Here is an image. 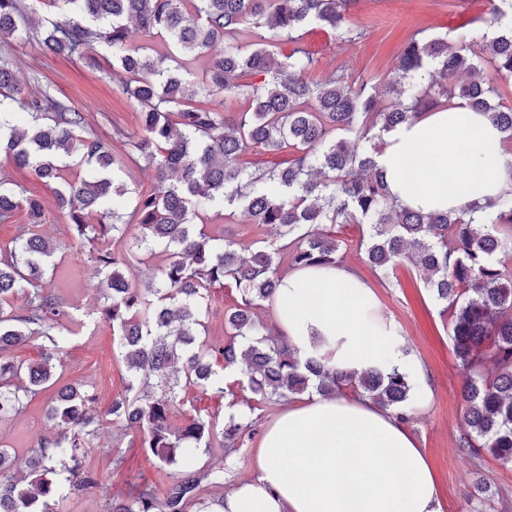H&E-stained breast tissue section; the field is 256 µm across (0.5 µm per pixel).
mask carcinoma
<instances>
[{"mask_svg": "<svg viewBox=\"0 0 512 512\" xmlns=\"http://www.w3.org/2000/svg\"><path fill=\"white\" fill-rule=\"evenodd\" d=\"M46 2L57 17H37L36 5ZM349 6L350 0H0L1 41H32L91 65L96 47L106 50L124 74L120 90L137 107L138 123L126 135L133 152L124 159L69 102L47 90L25 94L0 57V153L58 185L73 241L106 242L90 253L105 272L98 319L112 327L125 366L124 394L103 415L95 389L63 380L67 337L60 326L72 314L46 286L54 247L38 231L43 204L15 192L1 175L0 223L23 212L27 224L0 248V422L47 391L55 432L40 436L24 458L0 448V512H58L70 496L108 491L106 476L86 464L103 417L118 441L131 428L144 431L146 454L170 480L162 494L143 484L126 499L110 497L105 512L205 505L203 481L219 484L223 472L197 465L191 452L206 455L217 439L237 448L253 434L255 407L177 426L176 388L234 396L225 371L237 366L256 401L349 391L407 420L409 372L356 373L303 361L283 342H269L272 329L258 316L274 303L282 252L294 270L340 262L334 224L368 226L358 246L373 267L387 272L406 264L419 272L450 316L453 352L466 373L460 446L512 464V198L488 203L490 217L480 224L463 214L403 208L390 199L374 161L384 134L458 100L512 142V107L492 102L496 83L512 80V25L479 40L413 39L398 57V78L374 90L334 77L313 80L309 52L277 51L283 34L303 26L353 31ZM250 26L268 30L253 48L243 40ZM226 93L242 96L246 111H224ZM201 95L209 105L196 104ZM348 134L363 146L352 145ZM258 146L289 148L294 159L248 173L239 158ZM136 156L152 168L155 185L127 202L126 159ZM231 206L254 224L276 227L279 241L247 251L209 231L210 216ZM127 237L148 258H161L140 287L123 273L130 255L108 245ZM215 284L239 297L224 313L222 344L210 341L206 325ZM33 339L46 342L40 359L14 360L11 351ZM154 387L159 394L148 393ZM10 470L25 477L13 480L5 475Z\"/></svg>", "mask_w": 512, "mask_h": 512, "instance_id": "obj_1", "label": "carcinoma"}]
</instances>
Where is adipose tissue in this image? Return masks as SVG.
Here are the masks:
<instances>
[{
    "instance_id": "1",
    "label": "adipose tissue",
    "mask_w": 512,
    "mask_h": 512,
    "mask_svg": "<svg viewBox=\"0 0 512 512\" xmlns=\"http://www.w3.org/2000/svg\"><path fill=\"white\" fill-rule=\"evenodd\" d=\"M500 130L464 103L385 134L375 161L398 204L459 212L512 194V166L469 148ZM276 332L301 358L361 372L411 367L375 292L346 266L282 277ZM291 466H284V459ZM204 512H442L436 476L393 411L368 399L312 396L266 424L253 478L207 501Z\"/></svg>"
}]
</instances>
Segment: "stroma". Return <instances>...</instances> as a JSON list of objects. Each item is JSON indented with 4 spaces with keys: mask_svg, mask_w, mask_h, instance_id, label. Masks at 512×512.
Returning <instances> with one entry per match:
<instances>
[{
    "mask_svg": "<svg viewBox=\"0 0 512 512\" xmlns=\"http://www.w3.org/2000/svg\"><path fill=\"white\" fill-rule=\"evenodd\" d=\"M350 16L352 25L361 33L359 39L351 41L316 28L303 33L298 43L281 42L280 48L288 52L299 47L312 53L316 60L313 79L321 81L335 74L349 82L372 85L378 79L393 78L397 58L411 37H456L460 26L473 19L475 12L466 0H353ZM0 55L13 60L25 92L49 87L55 97L86 112L91 127L111 144L115 153L129 152L128 144L116 140L115 131H136L137 109L120 92L118 80L103 73L109 59L105 50L97 51L98 63L94 66L43 53L32 42L2 45ZM0 170L10 173L19 192L37 196L44 203L40 231L55 245V269L49 272L47 281L77 314L76 321L64 323L62 328L69 338L64 374L94 386L101 404H108L122 392L124 372L112 330L104 323L85 326L80 322L82 316L99 309L104 276L88 262L84 247L72 242L67 234V219L53 188L46 186L32 169L17 168L7 157H0ZM210 229L244 247L276 238L274 227L252 224L240 211L231 218L216 220ZM335 231L341 241L344 264L355 268L374 289L381 313L396 323L407 352L423 368L425 380L418 383L408 403L405 428L436 476L443 512H473L474 506L465 493L475 482L486 488L482 512H512V467L500 465L489 456L471 457L459 450L464 412L460 392L465 375L453 355L450 330L440 305L412 267H398L386 276L373 271L358 247L357 225H339ZM45 407V399L40 396L20 415L0 422V445L24 454L39 436L51 433ZM281 409L276 402L261 405L257 412L259 429L240 448L229 454L215 448L202 456L203 464L224 470L223 483L206 486L205 497L220 495L237 481L254 475L263 436L261 427ZM143 438V431H129L125 468L114 472L111 461L116 454V440L111 423L102 422L87 463L91 469L109 473L110 492L126 493L129 480L135 476L160 490L167 486V477L143 452Z\"/></svg>",
    "mask_w": 512,
    "mask_h": 512,
    "instance_id": "obj_1",
    "label": "stroma"
}]
</instances>
